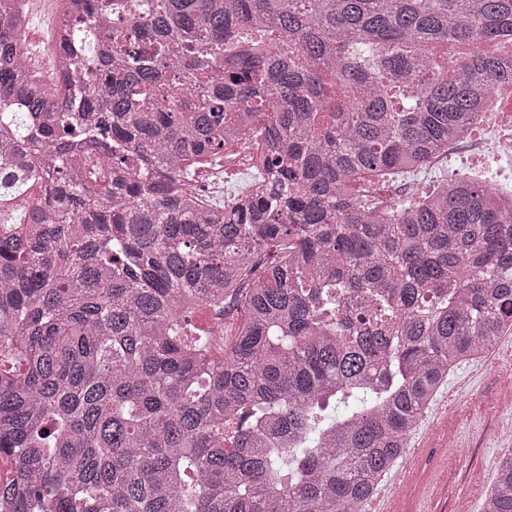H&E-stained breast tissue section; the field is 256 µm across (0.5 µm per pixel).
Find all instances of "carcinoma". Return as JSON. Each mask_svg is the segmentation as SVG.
Wrapping results in <instances>:
<instances>
[{
    "label": "carcinoma",
    "instance_id": "1",
    "mask_svg": "<svg viewBox=\"0 0 512 512\" xmlns=\"http://www.w3.org/2000/svg\"><path fill=\"white\" fill-rule=\"evenodd\" d=\"M66 2L57 67L87 69L50 90L0 0V124L40 183L0 233L12 512H363L448 372L512 334V201L443 177L378 210L356 178L473 129L512 52L450 76L432 48L512 44V0H142L130 29ZM258 127L259 186L197 194ZM233 302L216 356L188 318ZM483 512H512V453Z\"/></svg>",
    "mask_w": 512,
    "mask_h": 512
}]
</instances>
